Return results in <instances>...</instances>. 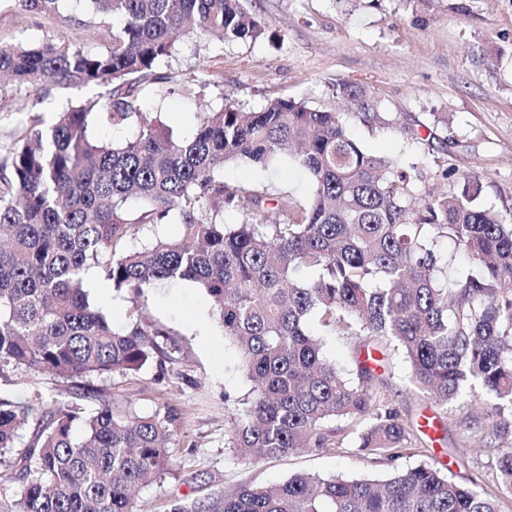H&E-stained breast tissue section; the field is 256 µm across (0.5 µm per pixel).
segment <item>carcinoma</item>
Segmentation results:
<instances>
[{"label":"carcinoma","mask_w":512,"mask_h":512,"mask_svg":"<svg viewBox=\"0 0 512 512\" xmlns=\"http://www.w3.org/2000/svg\"><path fill=\"white\" fill-rule=\"evenodd\" d=\"M55 22L60 0H17ZM90 14L123 19L109 47L89 53L66 41L0 43L8 84H116L105 102H81L46 126L33 113L0 161V374L8 369L63 379L140 372L160 353L157 332L131 313L117 329L84 286L95 271L135 295L164 281L202 288L212 313L244 358L250 393L231 419L227 448L257 462L306 448H335L357 434V451L391 465L383 479L297 474L274 488L242 485L226 494L172 498L167 512H503L512 500V209L479 202L467 179L421 197L424 175L394 169L346 131L344 114L277 99L259 112L232 105L207 112L181 138L141 111L137 81L171 55L180 33L209 41L256 40L263 27L243 0H89ZM338 97L369 127L399 117L377 111L348 82ZM132 127L122 143L92 140L91 122ZM406 127L407 141L459 142ZM291 156L310 177L305 204L284 195L275 215L224 224L217 215L265 189L224 183L228 163ZM144 208L134 218L126 203ZM175 213L181 238L151 236ZM438 237L452 240L480 276L451 277ZM302 270L316 272L312 280ZM325 331L403 353L411 382L443 410L469 389L480 407L465 420L495 458V488L460 484L435 464L403 468L423 425L401 416L367 360L346 374L308 332ZM177 414L138 413L126 400L90 412L76 403L0 397V512H142L135 493L174 474Z\"/></svg>","instance_id":"1"}]
</instances>
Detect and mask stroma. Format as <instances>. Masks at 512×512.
I'll use <instances>...</instances> for the list:
<instances>
[{
	"mask_svg": "<svg viewBox=\"0 0 512 512\" xmlns=\"http://www.w3.org/2000/svg\"><path fill=\"white\" fill-rule=\"evenodd\" d=\"M265 28L262 38L219 43L191 35L177 38L171 57L160 61L138 86L142 109L160 113L169 130L192 135L201 113L233 105L261 110L277 98H295L310 107L341 112L348 132L372 154L403 169L418 167L422 191L452 188L432 152L408 145L400 127L372 129L347 111L336 86H361L380 111L400 115L402 124H427L447 115L443 136L453 138L452 163L458 174L477 176L481 204L512 207V0H248ZM111 23L78 28L66 22L41 23L24 15L16 0H0V41L35 45L47 39L70 41L90 52L105 50ZM110 86L56 84L43 90L12 86L0 95V157L19 135L26 106L52 120L68 104L107 100ZM228 184H260L269 196L306 201L313 185L291 158L282 155L264 166L231 163ZM142 307L164 357L133 376L102 382L101 397L77 398L75 380L8 371L0 393L51 404L79 402L91 410L100 400L120 396L136 411L168 407L179 414L174 442L179 477L142 488L143 512H164L169 497L197 498L243 484L273 485L298 473L356 478L387 473V465L359 455L355 436L337 448L303 450L275 460L248 463L225 446L232 416L250 383L237 348L210 317L206 293L186 282H162L145 289L138 301L108 290L103 305L115 327L129 322L132 305ZM381 372L386 394L403 417L434 415L436 406L410 381L403 356L389 351ZM472 410L469 397L450 408L435 434L443 470L455 481L490 489L495 465L477 453L467 465L449 462L452 449L469 437L463 420Z\"/></svg>",
	"mask_w": 512,
	"mask_h": 512,
	"instance_id": "stroma-1",
	"label": "stroma"
}]
</instances>
